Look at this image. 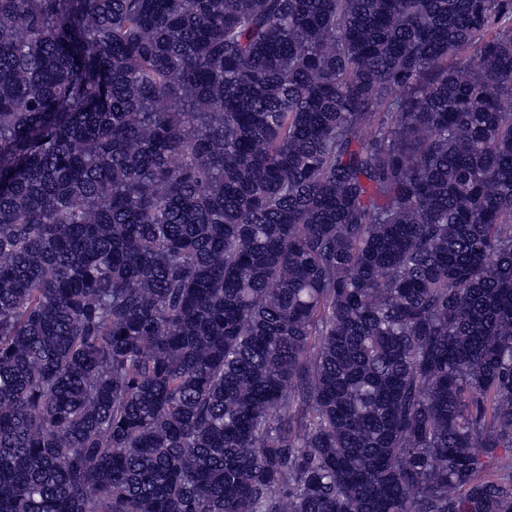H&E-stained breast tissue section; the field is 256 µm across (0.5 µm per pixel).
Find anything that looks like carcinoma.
I'll return each mask as SVG.
<instances>
[{"mask_svg": "<svg viewBox=\"0 0 512 512\" xmlns=\"http://www.w3.org/2000/svg\"><path fill=\"white\" fill-rule=\"evenodd\" d=\"M508 459L512 0H0V512H512Z\"/></svg>", "mask_w": 512, "mask_h": 512, "instance_id": "carcinoma-1", "label": "carcinoma"}]
</instances>
